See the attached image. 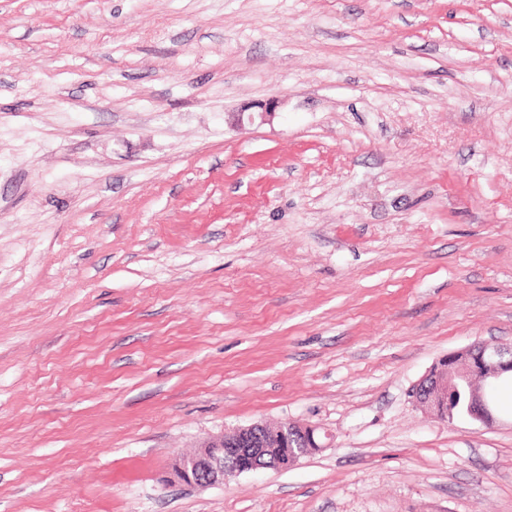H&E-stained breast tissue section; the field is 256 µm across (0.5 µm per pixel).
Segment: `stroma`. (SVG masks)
I'll list each match as a JSON object with an SVG mask.
<instances>
[{
	"instance_id": "obj_1",
	"label": "stroma",
	"mask_w": 512,
	"mask_h": 512,
	"mask_svg": "<svg viewBox=\"0 0 512 512\" xmlns=\"http://www.w3.org/2000/svg\"><path fill=\"white\" fill-rule=\"evenodd\" d=\"M478 340L512 0H0V512H512V410L411 395ZM285 420L328 446L166 482ZM322 447L318 428L310 424L285 420L270 430L263 424L238 427L206 437L192 453L175 458L167 481L190 487L221 486L242 474L288 470Z\"/></svg>"
}]
</instances>
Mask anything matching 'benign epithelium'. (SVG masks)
I'll use <instances>...</instances> for the list:
<instances>
[{
	"instance_id": "1",
	"label": "benign epithelium",
	"mask_w": 512,
	"mask_h": 512,
	"mask_svg": "<svg viewBox=\"0 0 512 512\" xmlns=\"http://www.w3.org/2000/svg\"><path fill=\"white\" fill-rule=\"evenodd\" d=\"M512 378V344L477 341L440 358L415 385L417 405L440 421L454 418L456 382L469 389L467 415L484 426L496 421L488 390ZM322 448L318 428L291 420L270 429L263 424L238 427L203 439L193 452L171 464L169 482L190 487L222 486L229 479L263 469L288 470Z\"/></svg>"
}]
</instances>
